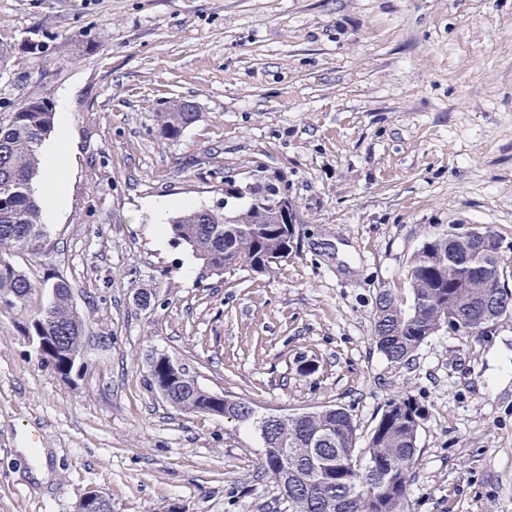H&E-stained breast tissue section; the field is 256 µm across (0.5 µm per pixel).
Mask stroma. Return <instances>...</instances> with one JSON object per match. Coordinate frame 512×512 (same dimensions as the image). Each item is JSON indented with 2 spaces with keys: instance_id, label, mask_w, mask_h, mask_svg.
I'll use <instances>...</instances> for the list:
<instances>
[{
  "instance_id": "1",
  "label": "stroma",
  "mask_w": 512,
  "mask_h": 512,
  "mask_svg": "<svg viewBox=\"0 0 512 512\" xmlns=\"http://www.w3.org/2000/svg\"><path fill=\"white\" fill-rule=\"evenodd\" d=\"M32 97L69 99L71 166L42 251L13 256L34 289L0 308V512H75L93 488L112 512H288L258 432L173 409L154 352L261 414L344 407L361 448L410 391L408 512H512V314L406 365L372 341L377 290L409 299L427 234L489 228L512 262V0H0V113ZM174 98L200 118L169 140ZM259 165L297 245L271 274L200 278L147 202L215 207ZM55 276L85 323L67 379L25 329Z\"/></svg>"
}]
</instances>
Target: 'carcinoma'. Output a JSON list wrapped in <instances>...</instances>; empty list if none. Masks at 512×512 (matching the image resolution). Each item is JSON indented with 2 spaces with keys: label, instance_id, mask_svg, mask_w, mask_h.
I'll return each instance as SVG.
<instances>
[{
  "label": "carcinoma",
  "instance_id": "carcinoma-1",
  "mask_svg": "<svg viewBox=\"0 0 512 512\" xmlns=\"http://www.w3.org/2000/svg\"><path fill=\"white\" fill-rule=\"evenodd\" d=\"M160 132L180 137L200 113L186 110L184 101L170 100L159 113ZM53 109L28 98L13 112L0 113V306L25 304L33 290L27 275L10 259L15 251L37 253L44 231L41 202L33 190L39 173V148L51 132ZM271 185L256 166L249 185L224 182V195L243 199L238 207L198 208L173 217L175 243L188 248L200 264V278L247 267L271 274L288 258L295 241L294 227L265 196ZM451 227L427 235L410 258L407 279L410 304L382 289L375 297L372 340L392 363H405L432 334L457 322L455 333L477 336L483 321L512 311V293L505 288L503 254L486 256L465 245ZM498 270L490 282L484 267ZM52 300L39 315L44 335L54 337L45 352L47 364L63 377L69 375L67 357L82 350L84 321L72 306L69 281L56 277L49 284ZM149 386L166 384L170 405L181 412L222 415L248 423L263 441L260 469L287 498L290 512H405L412 475L418 462L416 421L425 410L408 393L391 400L383 410L365 448L355 447L357 426L338 405L293 414L262 425L242 411L234 399H213L190 368L172 367L168 355L150 358Z\"/></svg>",
  "mask_w": 512,
  "mask_h": 512
}]
</instances>
